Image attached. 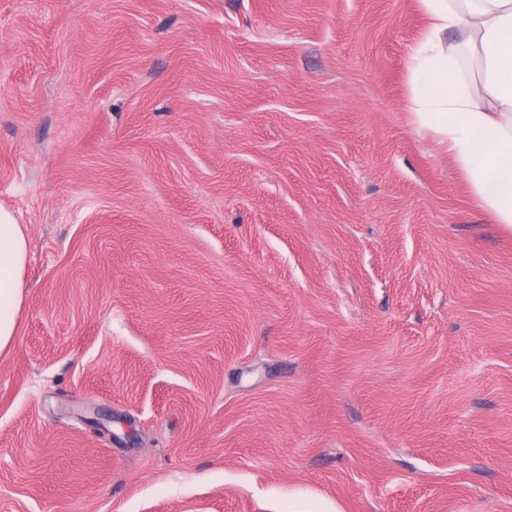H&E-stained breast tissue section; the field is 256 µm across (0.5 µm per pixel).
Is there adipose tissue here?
Here are the masks:
<instances>
[{
	"instance_id": "1",
	"label": "adipose tissue",
	"mask_w": 512,
	"mask_h": 512,
	"mask_svg": "<svg viewBox=\"0 0 512 512\" xmlns=\"http://www.w3.org/2000/svg\"><path fill=\"white\" fill-rule=\"evenodd\" d=\"M429 25L409 53L412 120L445 148L480 205L512 224V0H420ZM27 240L0 205V351L23 302Z\"/></svg>"
}]
</instances>
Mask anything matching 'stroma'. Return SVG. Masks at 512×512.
<instances>
[{"label":"stroma","mask_w":512,"mask_h":512,"mask_svg":"<svg viewBox=\"0 0 512 512\" xmlns=\"http://www.w3.org/2000/svg\"><path fill=\"white\" fill-rule=\"evenodd\" d=\"M426 25L0 0V512H512V227L412 122ZM27 240L15 213L0 204V352L10 347L23 302Z\"/></svg>","instance_id":"1"}]
</instances>
